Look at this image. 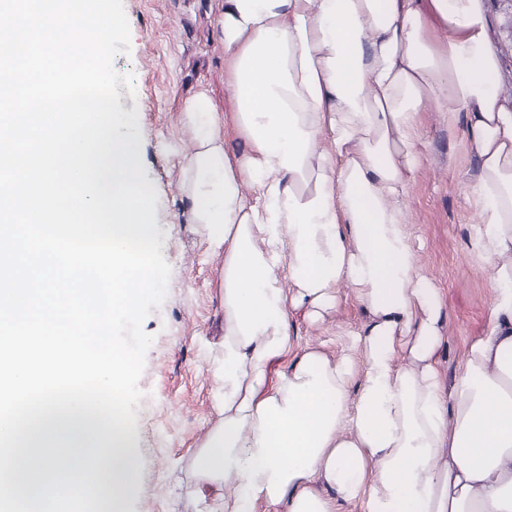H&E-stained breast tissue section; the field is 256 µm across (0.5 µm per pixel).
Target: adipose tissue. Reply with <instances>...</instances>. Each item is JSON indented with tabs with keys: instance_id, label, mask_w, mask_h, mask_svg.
<instances>
[{
	"instance_id": "1",
	"label": "adipose tissue",
	"mask_w": 512,
	"mask_h": 512,
	"mask_svg": "<svg viewBox=\"0 0 512 512\" xmlns=\"http://www.w3.org/2000/svg\"><path fill=\"white\" fill-rule=\"evenodd\" d=\"M220 26L234 110L201 92L182 111L179 190L224 296L198 483L221 489L220 512H512V109L483 0H224ZM432 109L479 158L472 247L494 288L446 394L442 304L404 205ZM229 128L244 152L227 151ZM342 285L371 315L361 374L292 335V314L321 320Z\"/></svg>"
}]
</instances>
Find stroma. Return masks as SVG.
<instances>
[{
  "mask_svg": "<svg viewBox=\"0 0 512 512\" xmlns=\"http://www.w3.org/2000/svg\"><path fill=\"white\" fill-rule=\"evenodd\" d=\"M130 25L129 54L117 56L119 72L134 76V92H121L123 111H137L140 155L158 194L156 215L162 253L170 267L163 304L147 316L152 334L143 373L137 423L132 432L141 459L126 512H208L217 492L196 483L193 460L216 419L211 365L224 340L219 261L211 254L190 205L179 192L180 159L188 147L181 123L185 102L208 93L219 112L233 109L219 14L223 0H123ZM488 37L496 51V83L512 107V32L504 26V0H484ZM425 160L405 209L418 263L438 288L445 321L437 369L443 389L461 374L470 343L489 326L494 289L489 264L470 249L477 222L472 189L478 158L461 128L438 112L426 114ZM370 315L346 288L336 307L317 322L297 315V343L365 367L357 339Z\"/></svg>",
  "mask_w": 512,
  "mask_h": 512,
  "instance_id": "35a3bbf8",
  "label": "stroma"
}]
</instances>
